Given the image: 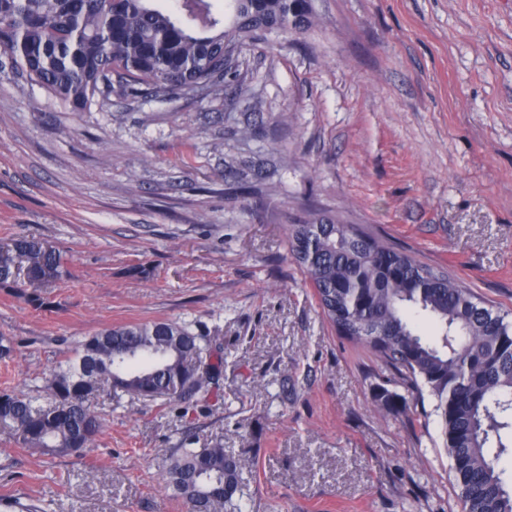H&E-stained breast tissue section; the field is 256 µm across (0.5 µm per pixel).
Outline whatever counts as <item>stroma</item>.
Masks as SVG:
<instances>
[{"mask_svg":"<svg viewBox=\"0 0 512 512\" xmlns=\"http://www.w3.org/2000/svg\"><path fill=\"white\" fill-rule=\"evenodd\" d=\"M314 25L259 32L240 85L73 112L0 79V243L34 237L67 272L0 285V388L44 379L95 331L169 320L223 357L189 401L95 398L81 456L0 426L15 512H185L170 454L224 441L252 512H461L432 399L384 407L387 371L324 321L286 230L342 216L512 311V0H311ZM260 187L243 198L238 169Z\"/></svg>","mask_w":512,"mask_h":512,"instance_id":"35a3bbf8","label":"stroma"}]
</instances>
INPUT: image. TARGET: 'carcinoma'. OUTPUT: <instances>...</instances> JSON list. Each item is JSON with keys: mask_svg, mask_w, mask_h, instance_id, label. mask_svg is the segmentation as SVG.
<instances>
[{"mask_svg": "<svg viewBox=\"0 0 512 512\" xmlns=\"http://www.w3.org/2000/svg\"><path fill=\"white\" fill-rule=\"evenodd\" d=\"M182 0L175 14L156 0H0V48L55 100L80 112L112 95L196 97L238 82L234 49L268 26L300 33L310 0ZM291 260L314 288L324 318L378 356L401 384L428 392L440 417L462 512H512L499 461L512 429V318L447 272L418 262L358 224L313 217L288 229ZM64 273L61 252L35 239L0 244V284L37 291ZM201 335L174 321L132 324L78 341L45 380L47 405L0 391V425L23 448L78 455L103 431L89 403L121 389L180 401L214 381L220 361L203 357ZM496 445L495 454L489 453ZM165 485L185 512H250L224 441L178 448Z\"/></svg>", "mask_w": 512, "mask_h": 512, "instance_id": "1", "label": "carcinoma"}]
</instances>
